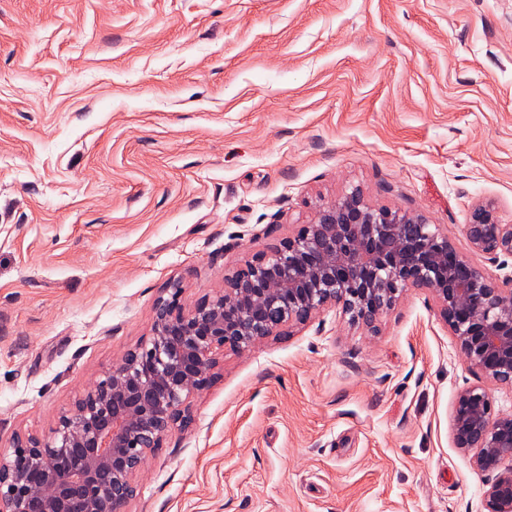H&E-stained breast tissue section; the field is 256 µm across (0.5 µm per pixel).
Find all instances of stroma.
I'll list each match as a JSON object with an SVG mask.
<instances>
[{"mask_svg":"<svg viewBox=\"0 0 512 512\" xmlns=\"http://www.w3.org/2000/svg\"><path fill=\"white\" fill-rule=\"evenodd\" d=\"M361 187L512 224V0H0V451L184 303ZM425 290L225 351L129 512H482L477 383Z\"/></svg>","mask_w":512,"mask_h":512,"instance_id":"35a3bbf8","label":"stroma"}]
</instances>
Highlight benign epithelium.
<instances>
[{
  "mask_svg": "<svg viewBox=\"0 0 512 512\" xmlns=\"http://www.w3.org/2000/svg\"><path fill=\"white\" fill-rule=\"evenodd\" d=\"M462 232L499 268L512 259V224L499 222L493 202L475 204ZM413 288L430 292L478 375L455 396L453 446L494 475L486 512H512V413L492 394L512 390V274L479 268L425 217L376 208L357 186L226 277L224 292L187 306L182 289H166L147 339L89 384L49 435L17 434L0 454V512H128L149 455L190 427V397L211 384L225 350H248L328 307L373 331Z\"/></svg>",
  "mask_w": 512,
  "mask_h": 512,
  "instance_id": "7a95c632",
  "label": "benign epithelium"
}]
</instances>
